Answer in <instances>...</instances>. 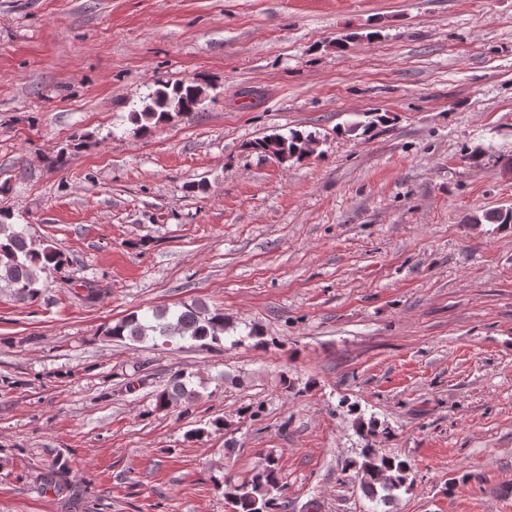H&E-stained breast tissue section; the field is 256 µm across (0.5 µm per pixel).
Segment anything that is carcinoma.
<instances>
[{
	"label": "carcinoma",
	"instance_id": "carcinoma-1",
	"mask_svg": "<svg viewBox=\"0 0 512 512\" xmlns=\"http://www.w3.org/2000/svg\"><path fill=\"white\" fill-rule=\"evenodd\" d=\"M201 102L202 90L197 84L166 86L150 94L149 101L141 110L133 111L132 117L139 130L146 131L175 114L193 111ZM312 142V138L298 133L290 137L273 134L254 141L251 148L284 164L309 154ZM66 264V257L56 248L38 247L15 225L0 223V282L12 289L16 300L26 302L37 298L38 273H60ZM228 329L220 310L185 304L179 311L155 310L150 319L130 316L108 328L107 333L117 339L140 340L151 335L167 342L179 337L208 340L217 345ZM193 378L194 375L184 372L175 375L169 386L156 395V407L188 406L194 402L199 391L192 387ZM359 470L362 489L372 499H392L394 492L405 487L408 480V466L404 461L383 456L375 448L362 449ZM279 471L278 460L269 456L251 476L237 483L230 479L224 481V499L231 512H275L288 508V501L282 499Z\"/></svg>",
	"mask_w": 512,
	"mask_h": 512
}]
</instances>
